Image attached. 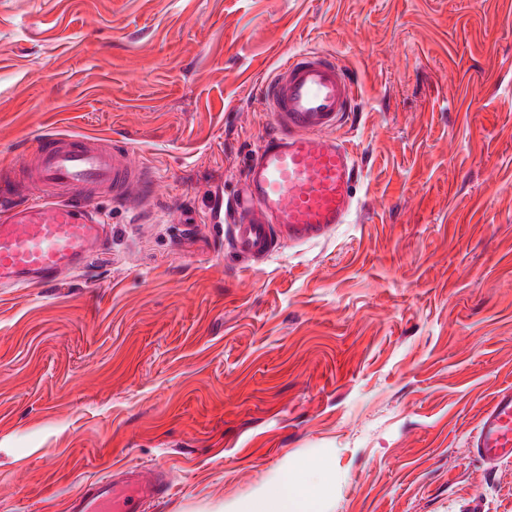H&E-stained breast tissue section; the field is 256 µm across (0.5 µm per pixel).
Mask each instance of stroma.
Instances as JSON below:
<instances>
[{
	"label": "stroma",
	"mask_w": 512,
	"mask_h": 512,
	"mask_svg": "<svg viewBox=\"0 0 512 512\" xmlns=\"http://www.w3.org/2000/svg\"><path fill=\"white\" fill-rule=\"evenodd\" d=\"M333 55L358 206L247 260L214 223L270 127L284 54ZM78 134L150 169L107 251L0 293V512H64L161 467L155 512H212L308 460L326 512H512L470 450L512 387V0H0V182Z\"/></svg>",
	"instance_id": "1"
}]
</instances>
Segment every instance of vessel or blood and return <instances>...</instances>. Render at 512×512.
Masks as SVG:
<instances>
[{"instance_id": "1", "label": "vessel or blood", "mask_w": 512, "mask_h": 512, "mask_svg": "<svg viewBox=\"0 0 512 512\" xmlns=\"http://www.w3.org/2000/svg\"><path fill=\"white\" fill-rule=\"evenodd\" d=\"M356 98L335 58L307 50L285 57L262 82L271 126L224 212L237 253L263 260L288 245L330 239L348 223L358 168L353 149L333 131ZM17 163L28 191L18 200L9 182L0 183V288H40L81 269L109 246L111 227L98 199L127 205L147 178L126 150L96 137L48 135ZM471 448L489 465L512 459L511 388L483 411ZM169 488L161 470L120 467L86 483L66 512H151Z\"/></svg>"}]
</instances>
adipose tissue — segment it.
<instances>
[{
    "label": "adipose tissue",
    "instance_id": "adipose-tissue-1",
    "mask_svg": "<svg viewBox=\"0 0 512 512\" xmlns=\"http://www.w3.org/2000/svg\"><path fill=\"white\" fill-rule=\"evenodd\" d=\"M325 471L321 461L300 463L296 469L278 474L272 490L235 502L225 512H324Z\"/></svg>",
    "mask_w": 512,
    "mask_h": 512
}]
</instances>
